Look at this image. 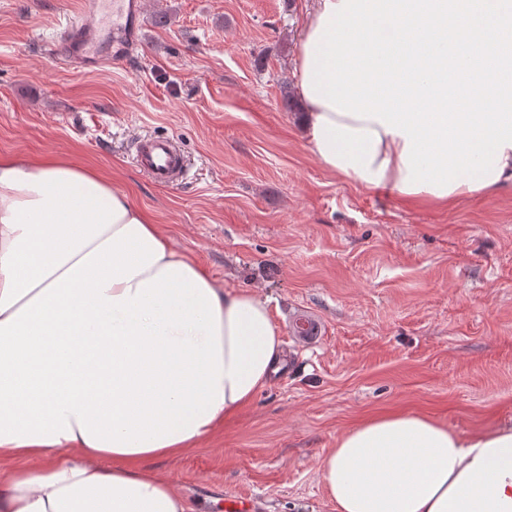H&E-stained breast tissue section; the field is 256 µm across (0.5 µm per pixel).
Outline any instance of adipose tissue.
Returning <instances> with one entry per match:
<instances>
[{
    "instance_id": "1",
    "label": "adipose tissue",
    "mask_w": 512,
    "mask_h": 512,
    "mask_svg": "<svg viewBox=\"0 0 512 512\" xmlns=\"http://www.w3.org/2000/svg\"><path fill=\"white\" fill-rule=\"evenodd\" d=\"M321 165L402 192L406 139L310 99ZM287 368L265 300L230 290L99 172L0 155V512H194L156 462L202 447ZM336 512H512V423L397 412L343 432Z\"/></svg>"
}]
</instances>
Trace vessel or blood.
<instances>
[{
	"mask_svg": "<svg viewBox=\"0 0 512 512\" xmlns=\"http://www.w3.org/2000/svg\"><path fill=\"white\" fill-rule=\"evenodd\" d=\"M145 14V0H82L81 14L71 19L60 35V55L65 60L92 63L94 45L104 31H111L118 51L139 42L138 27ZM135 162L158 185H177L185 160L176 143L167 137L140 136L135 142Z\"/></svg>",
	"mask_w": 512,
	"mask_h": 512,
	"instance_id": "1",
	"label": "vessel or blood"
}]
</instances>
